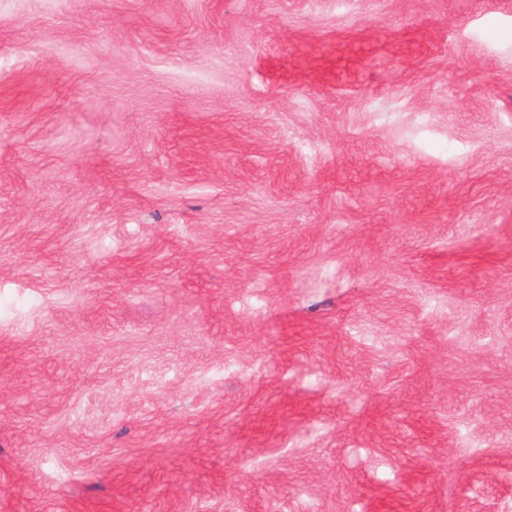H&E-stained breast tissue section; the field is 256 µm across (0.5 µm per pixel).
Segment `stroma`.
<instances>
[{"label":"stroma","mask_w":512,"mask_h":512,"mask_svg":"<svg viewBox=\"0 0 512 512\" xmlns=\"http://www.w3.org/2000/svg\"><path fill=\"white\" fill-rule=\"evenodd\" d=\"M0 512H512V0H0Z\"/></svg>","instance_id":"1"}]
</instances>
